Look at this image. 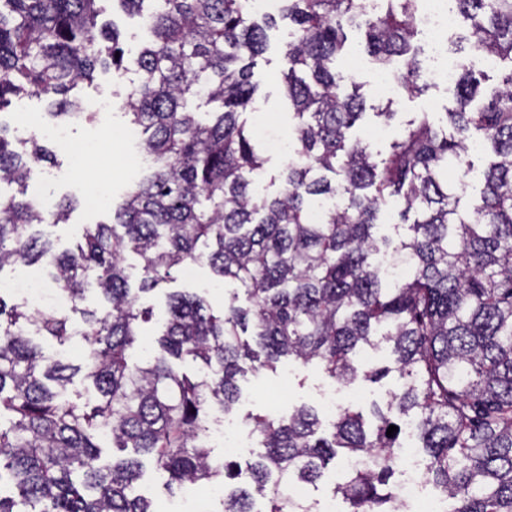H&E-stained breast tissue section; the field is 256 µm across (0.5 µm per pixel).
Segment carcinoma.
<instances>
[{
  "label": "carcinoma",
  "instance_id": "obj_1",
  "mask_svg": "<svg viewBox=\"0 0 512 512\" xmlns=\"http://www.w3.org/2000/svg\"><path fill=\"white\" fill-rule=\"evenodd\" d=\"M97 2L0 0V111L36 97L54 117L91 120L95 113L68 93L110 64L150 160L149 173L112 206V222L86 229L73 251L55 252L37 231L48 220L67 222L72 201L45 211L23 194H0V272L18 263L47 270L92 345L82 366L61 360L34 337L65 343L71 316L10 304L0 293V512H155L135 494L146 461L181 489L224 481L217 512H254L255 492L268 504L263 512H309L287 488L316 483L339 454L369 458L336 487L346 512H400L388 485L398 433L386 432L404 418L452 512H512V0H448L454 16L471 21L460 37L469 55L505 64L499 86L474 105L482 77L460 62L457 107L445 112L453 133L425 112L381 165L349 138L365 98L336 62L346 29H360L378 69L412 95L428 92L414 46L419 0H382L375 12L361 0H280L278 16L262 20L250 0H112L146 22L134 79L115 58L120 32L99 24ZM278 17L289 25L281 62L297 158L272 177L280 190L261 194L254 185L265 160L246 114L258 90L256 59ZM199 96L217 105L206 122L187 110ZM473 130L494 160L465 208L467 184L448 172L460 168ZM3 132L0 184L23 185L31 164L52 153L36 134L20 151ZM313 198L335 204L315 220ZM391 202L403 206L406 235L393 253L408 270L387 288L372 256L390 247L375 229ZM128 252L141 261L136 291ZM202 256L234 285L223 311L198 295L168 294L157 354L132 357L140 323L151 318L138 293ZM91 272L104 306L81 309ZM247 333L255 345L241 339ZM383 342L402 383L386 409H374L373 429L347 407L327 438L318 414L301 405L254 417L260 451L247 471L214 459L207 420L233 411L237 376L293 357L350 384L358 347ZM176 360L200 363L201 373L179 372ZM81 371L94 405L65 396ZM105 433L119 454L106 456Z\"/></svg>",
  "mask_w": 512,
  "mask_h": 512
}]
</instances>
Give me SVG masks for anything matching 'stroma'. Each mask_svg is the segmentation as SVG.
I'll list each match as a JSON object with an SVG mask.
<instances>
[{"label":"stroma","instance_id":"obj_1","mask_svg":"<svg viewBox=\"0 0 512 512\" xmlns=\"http://www.w3.org/2000/svg\"><path fill=\"white\" fill-rule=\"evenodd\" d=\"M287 39L286 28L270 33V46L258 58L254 68V79L259 92L248 123L257 133L262 153L268 159L269 173H276L287 161L283 152L274 150L277 142H288L294 125L292 108L284 93L282 81L281 51ZM365 42L363 31L347 33L349 53L338 65L345 76L361 84L366 101L365 115L351 129V137L365 142L374 160L386 158L391 143L399 138L408 122L418 113L429 112L434 123H442L445 112L455 105L454 86H434L422 96L400 92L395 98V116L392 120L378 117L381 97L373 91L379 73L369 57L363 53ZM112 76L98 74L93 84L76 86L71 95L79 100L107 99L108 114L97 115L93 120L69 123V134L79 143L95 139L91 163H81L79 156L61 151L56 153L53 163L33 165L28 183L27 196L51 202L62 197H75L81 202L67 223L44 224L42 230L56 250L74 248L81 241L85 227L105 220L106 206L97 204L100 192H108L111 201H120L125 191L138 181L146 163L138 142L121 143L116 139L117 131L127 128L128 119L122 113L121 102L113 96ZM47 103L37 98L13 100L0 112V120L9 127V136L14 143H22L37 133L44 123ZM186 292L207 300L214 310L224 305V285L213 274L206 259H199L193 266L192 275L178 274L176 280L161 284L154 291L141 295V307L161 314L166 307V296L171 292ZM242 391L239 403L231 414L232 420L249 421L250 417L265 414H282L294 407L307 405L322 409L323 392L330 383L320 368L284 358L276 371L259 373L246 371L238 378ZM400 381L397 373H390L379 382L358 379L344 388V405L362 411L367 426H374V407L385 406L390 391L397 389ZM166 477L153 467H146L137 487L138 493L151 498L157 512H212L218 498L217 485L201 483L192 488L168 493Z\"/></svg>","mask_w":512,"mask_h":512}]
</instances>
